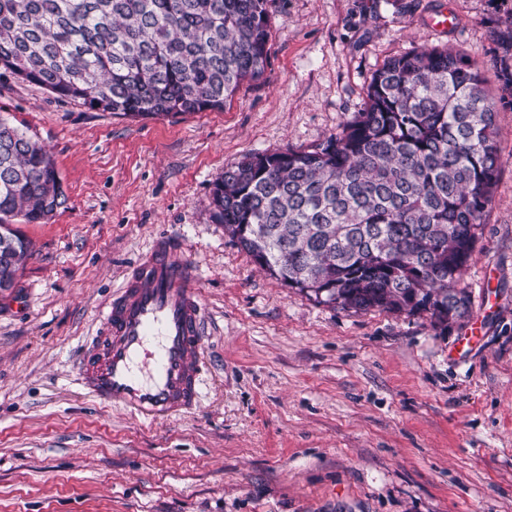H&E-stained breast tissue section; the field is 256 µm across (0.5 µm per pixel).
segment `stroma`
<instances>
[{"instance_id": "35a3bbf8", "label": "stroma", "mask_w": 512, "mask_h": 512, "mask_svg": "<svg viewBox=\"0 0 512 512\" xmlns=\"http://www.w3.org/2000/svg\"><path fill=\"white\" fill-rule=\"evenodd\" d=\"M443 10L455 24L441 31ZM268 12L264 74L220 112L131 118L0 77V117L47 148L67 194L47 223H13L31 255L0 290V512H512V109L462 327L317 302L261 270L209 206L245 154L339 132L373 73L414 48L455 45L496 83L512 0ZM161 233L198 270L210 373L196 410L148 426L86 396L76 365Z\"/></svg>"}]
</instances>
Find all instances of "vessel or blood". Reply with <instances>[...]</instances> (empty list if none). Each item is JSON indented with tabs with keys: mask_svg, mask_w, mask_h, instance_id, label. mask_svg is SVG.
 <instances>
[{
	"mask_svg": "<svg viewBox=\"0 0 512 512\" xmlns=\"http://www.w3.org/2000/svg\"><path fill=\"white\" fill-rule=\"evenodd\" d=\"M184 247L158 235L130 268L85 345L78 382L153 425L198 407L206 387L203 309Z\"/></svg>",
	"mask_w": 512,
	"mask_h": 512,
	"instance_id": "vessel-or-blood-1",
	"label": "vessel or blood"
}]
</instances>
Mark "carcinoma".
<instances>
[{"instance_id":"cac0c4a2","label":"carcinoma","mask_w":512,"mask_h":512,"mask_svg":"<svg viewBox=\"0 0 512 512\" xmlns=\"http://www.w3.org/2000/svg\"><path fill=\"white\" fill-rule=\"evenodd\" d=\"M268 0H0V70L92 110H224L260 78ZM496 77L512 94V14ZM498 100L461 49L416 48L379 68L363 111L310 150L249 153L213 183L215 220L259 267L343 309L463 325L461 277L491 205ZM67 201L51 156L0 118V288L30 245L11 221Z\"/></svg>"}]
</instances>
